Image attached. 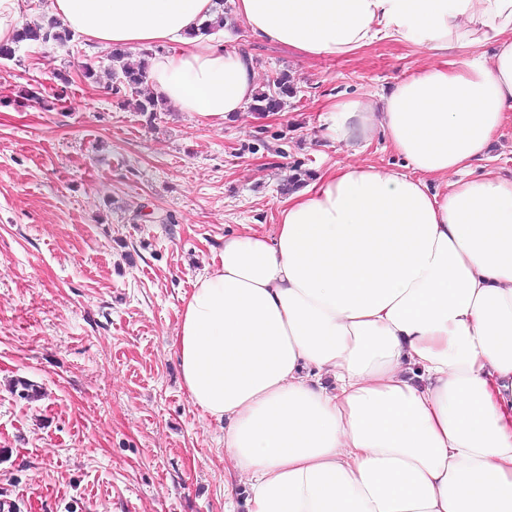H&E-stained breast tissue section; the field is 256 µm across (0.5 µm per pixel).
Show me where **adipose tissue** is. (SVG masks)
<instances>
[{
	"label": "adipose tissue",
	"mask_w": 512,
	"mask_h": 512,
	"mask_svg": "<svg viewBox=\"0 0 512 512\" xmlns=\"http://www.w3.org/2000/svg\"><path fill=\"white\" fill-rule=\"evenodd\" d=\"M232 2L306 55L391 40L439 58L328 109L353 153L382 133L406 171H324L272 233L225 237L182 300L171 348L191 404L224 425L247 512H512V176L469 174L512 116V0ZM219 10L51 3L98 47L163 46L153 92L225 120L257 70L199 34Z\"/></svg>",
	"instance_id": "1"
}]
</instances>
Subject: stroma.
I'll return each mask as SVG.
<instances>
[{"instance_id":"obj_1","label":"stroma","mask_w":512,"mask_h":512,"mask_svg":"<svg viewBox=\"0 0 512 512\" xmlns=\"http://www.w3.org/2000/svg\"><path fill=\"white\" fill-rule=\"evenodd\" d=\"M231 33L259 85L291 76L280 111L147 118L82 79L107 51L77 35L0 58V499L15 512H224V426L192 406L170 349L183 297L226 235L275 224L294 168L405 166L379 134L351 157L324 118L427 52L303 57L241 21Z\"/></svg>"}]
</instances>
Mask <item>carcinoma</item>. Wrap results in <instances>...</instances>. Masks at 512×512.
Instances as JSON below:
<instances>
[{"instance_id":"cac0c4a2","label":"carcinoma","mask_w":512,"mask_h":512,"mask_svg":"<svg viewBox=\"0 0 512 512\" xmlns=\"http://www.w3.org/2000/svg\"><path fill=\"white\" fill-rule=\"evenodd\" d=\"M70 38L71 32L55 21H34L15 34L13 44H0V56H12L15 53L14 45L22 42L64 44ZM157 51L156 47L142 49L135 65L127 62L128 52L123 48L114 47L107 54L110 91L123 99L133 98L136 110L151 117L161 110L159 99L155 98L149 87V60ZM295 93L296 87L288 74L277 72L268 79L267 89L257 92L248 109L257 113L274 112Z\"/></svg>"}]
</instances>
